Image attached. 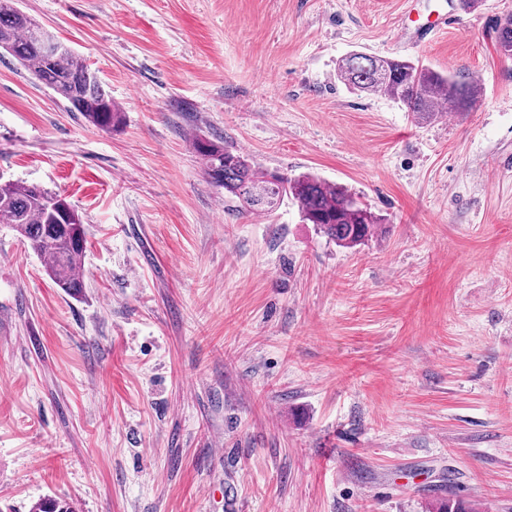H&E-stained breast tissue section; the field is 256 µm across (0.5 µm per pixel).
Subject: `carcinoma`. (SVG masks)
<instances>
[{"mask_svg": "<svg viewBox=\"0 0 512 512\" xmlns=\"http://www.w3.org/2000/svg\"><path fill=\"white\" fill-rule=\"evenodd\" d=\"M496 45L512 56V21L496 25ZM0 49L27 67L46 84L70 112L109 131L123 119L119 107L98 75L69 46L20 11L12 0H0ZM339 77L352 89L382 93L402 103L422 121L435 119L440 105L457 110L471 107L481 93L475 79L456 80L424 65L390 57L352 54L338 67ZM198 152L209 184L224 191L235 209L269 213L290 198L298 204L303 220L342 247H355L373 237L382 218L359 202L348 189L310 174L288 176L279 171L259 172L244 156L227 148L202 142ZM61 194L20 181L0 180V224H10L30 249L45 262L50 279L65 292L76 295L84 288L77 274L86 245V231L75 206L67 219L58 212ZM30 512H73L72 506L44 498ZM437 512H475L471 502L453 493L441 499Z\"/></svg>", "mask_w": 512, "mask_h": 512, "instance_id": "obj_1", "label": "carcinoma"}]
</instances>
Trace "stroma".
<instances>
[{
    "mask_svg": "<svg viewBox=\"0 0 512 512\" xmlns=\"http://www.w3.org/2000/svg\"><path fill=\"white\" fill-rule=\"evenodd\" d=\"M123 112L106 132L0 54V178L75 205L70 296L0 224V512H512V0H20ZM446 15L424 41L398 38ZM476 78L421 122L352 53ZM381 216L228 210L199 142Z\"/></svg>",
    "mask_w": 512,
    "mask_h": 512,
    "instance_id": "1",
    "label": "stroma"
}]
</instances>
